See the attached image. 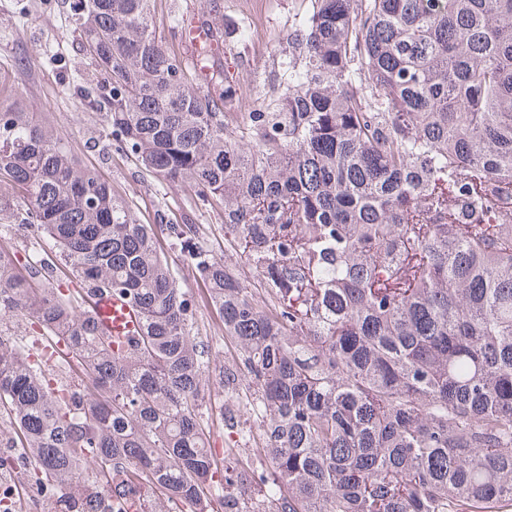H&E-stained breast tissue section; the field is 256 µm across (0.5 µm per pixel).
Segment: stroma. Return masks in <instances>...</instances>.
<instances>
[{"label": "stroma", "mask_w": 512, "mask_h": 512, "mask_svg": "<svg viewBox=\"0 0 512 512\" xmlns=\"http://www.w3.org/2000/svg\"><path fill=\"white\" fill-rule=\"evenodd\" d=\"M71 2L0 0V84L22 88L30 111L49 114L74 153L101 169L140 223L153 224L162 216L172 224L197 225L204 247L223 256L246 279H253L244 255L224 241L221 210L198 198L193 187L158 182L115 147L104 113L87 95L97 74L80 49ZM312 8L313 0H221L220 10L213 14L209 0H155L163 42L180 58L190 53L180 36L184 15L209 19L211 26L223 32L216 67L237 88L232 108L237 116L258 108L276 94L288 39ZM169 260L180 287L195 301L197 332L212 339V366L235 368L238 352L234 343L223 337L219 317L206 305L203 284L178 249H170ZM224 407L236 409V398L210 394L207 408L214 419L213 447H226L242 433L258 440L259 429L250 417H241L238 433L227 432L217 418Z\"/></svg>", "instance_id": "obj_1"}]
</instances>
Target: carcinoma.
<instances>
[{"instance_id": "obj_1", "label": "carcinoma", "mask_w": 512, "mask_h": 512, "mask_svg": "<svg viewBox=\"0 0 512 512\" xmlns=\"http://www.w3.org/2000/svg\"><path fill=\"white\" fill-rule=\"evenodd\" d=\"M72 11L119 150L220 206L258 286L195 225L139 223L1 92L0 222L40 229L80 288L0 240V317L25 322L0 333V475L42 512H505L512 0H314L276 97L235 121V87L202 90L153 0ZM168 241L239 373L213 374ZM112 295L141 318L124 341L81 309ZM241 376L263 446L219 459L206 394Z\"/></svg>"}]
</instances>
